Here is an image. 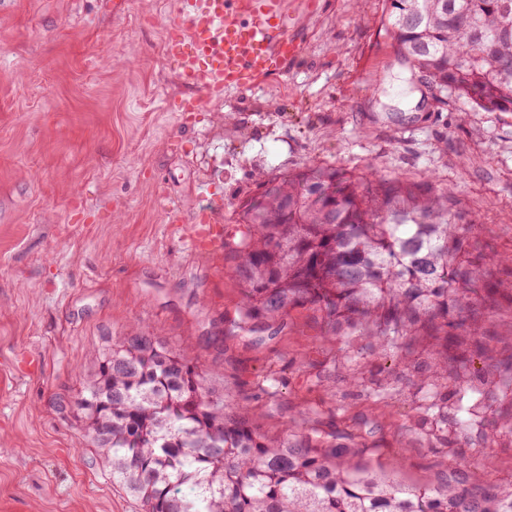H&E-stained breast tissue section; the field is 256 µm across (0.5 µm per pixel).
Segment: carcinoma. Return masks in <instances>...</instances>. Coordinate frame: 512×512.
<instances>
[{
  "instance_id": "obj_1",
  "label": "carcinoma",
  "mask_w": 512,
  "mask_h": 512,
  "mask_svg": "<svg viewBox=\"0 0 512 512\" xmlns=\"http://www.w3.org/2000/svg\"><path fill=\"white\" fill-rule=\"evenodd\" d=\"M512 0H389L387 25L408 62L444 96L484 112H512ZM258 208L241 207L240 238L224 239L243 287L242 322L285 326L310 306L325 335L363 336L403 350L428 340L419 382L454 387L420 415L438 429L480 422L489 391L512 381V363L485 357L476 373L448 352V313L492 305L497 289L448 219V194L400 180L315 166L272 181ZM75 407L112 480L142 512H512V481L488 482L468 463L434 484L392 478L352 434L285 426L267 435L248 408L208 383L191 345L147 331L105 337Z\"/></svg>"
}]
</instances>
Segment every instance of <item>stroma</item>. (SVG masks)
<instances>
[{"instance_id": "stroma-1", "label": "stroma", "mask_w": 512, "mask_h": 512, "mask_svg": "<svg viewBox=\"0 0 512 512\" xmlns=\"http://www.w3.org/2000/svg\"><path fill=\"white\" fill-rule=\"evenodd\" d=\"M111 3L0 0V512H142L74 409L92 347L134 326L190 341L210 385L264 432L294 419L357 434L408 484L460 460L512 480L511 436L422 438L413 421L437 389L411 382L397 354L326 341L307 308L275 335L248 332L223 248L186 244L195 214L233 224L261 179L312 165L453 187L449 218L504 255L497 304L475 317L507 361L512 112L438 102L398 56L387 0H288L298 54L181 112L190 91L163 53L175 0Z\"/></svg>"}]
</instances>
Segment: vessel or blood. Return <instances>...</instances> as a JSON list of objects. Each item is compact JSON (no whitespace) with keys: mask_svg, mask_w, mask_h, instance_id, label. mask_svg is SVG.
Masks as SVG:
<instances>
[{"mask_svg":"<svg viewBox=\"0 0 512 512\" xmlns=\"http://www.w3.org/2000/svg\"><path fill=\"white\" fill-rule=\"evenodd\" d=\"M281 0H178L166 15L164 55L195 97L181 102L197 112L203 98L255 86L299 51L288 34Z\"/></svg>","mask_w":512,"mask_h":512,"instance_id":"1","label":"vessel or blood"}]
</instances>
